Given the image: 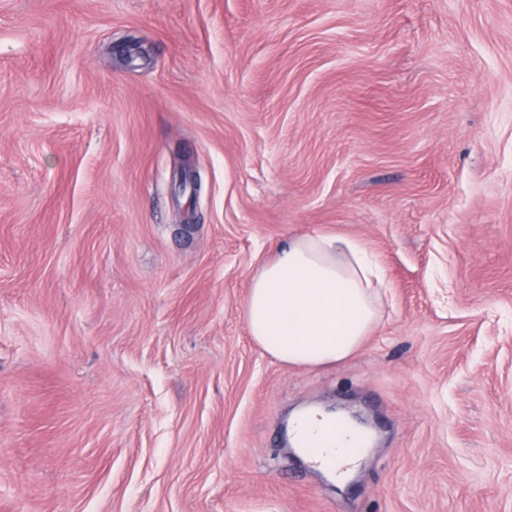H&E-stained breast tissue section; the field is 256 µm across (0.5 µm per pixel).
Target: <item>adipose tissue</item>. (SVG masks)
Listing matches in <instances>:
<instances>
[{
    "instance_id": "ef3b65f1",
    "label": "adipose tissue",
    "mask_w": 512,
    "mask_h": 512,
    "mask_svg": "<svg viewBox=\"0 0 512 512\" xmlns=\"http://www.w3.org/2000/svg\"><path fill=\"white\" fill-rule=\"evenodd\" d=\"M384 269L357 239L308 233L289 240L253 277L245 302L249 332L278 361L319 367L359 353L380 323ZM335 434L296 437L315 467L346 482L362 455L349 422L313 411Z\"/></svg>"
}]
</instances>
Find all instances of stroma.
<instances>
[{
	"label": "stroma",
	"mask_w": 512,
	"mask_h": 512,
	"mask_svg": "<svg viewBox=\"0 0 512 512\" xmlns=\"http://www.w3.org/2000/svg\"><path fill=\"white\" fill-rule=\"evenodd\" d=\"M314 232L390 303L311 369L244 307ZM0 512H512V0H0ZM304 412L307 413H298L297 415H301L297 418H310L316 424H333L336 433L325 435L317 432L306 436H294L297 449L317 469L333 475L336 482L345 483L361 459L363 450L358 443L361 432L343 419L333 418L318 411ZM323 448H336V462H332L334 458L322 456Z\"/></svg>",
	"instance_id": "35a3bbf8"
}]
</instances>
